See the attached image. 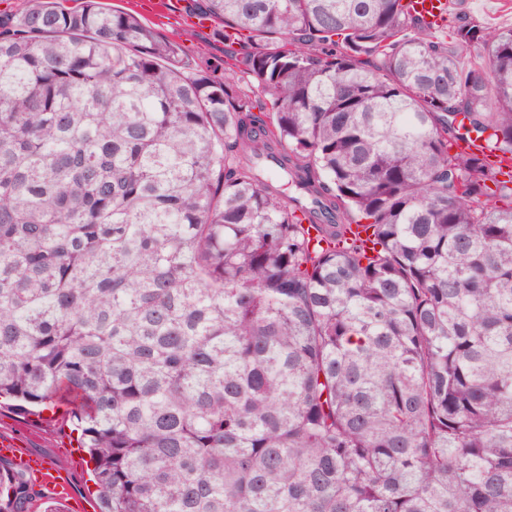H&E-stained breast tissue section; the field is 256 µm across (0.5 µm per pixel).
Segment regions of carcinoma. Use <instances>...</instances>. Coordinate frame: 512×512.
I'll list each match as a JSON object with an SVG mask.
<instances>
[{
    "mask_svg": "<svg viewBox=\"0 0 512 512\" xmlns=\"http://www.w3.org/2000/svg\"><path fill=\"white\" fill-rule=\"evenodd\" d=\"M195 8L248 32L222 74L99 0L0 15V405L82 399L98 512H512V177L451 152L512 166V28Z\"/></svg>",
    "mask_w": 512,
    "mask_h": 512,
    "instance_id": "1",
    "label": "carcinoma"
}]
</instances>
